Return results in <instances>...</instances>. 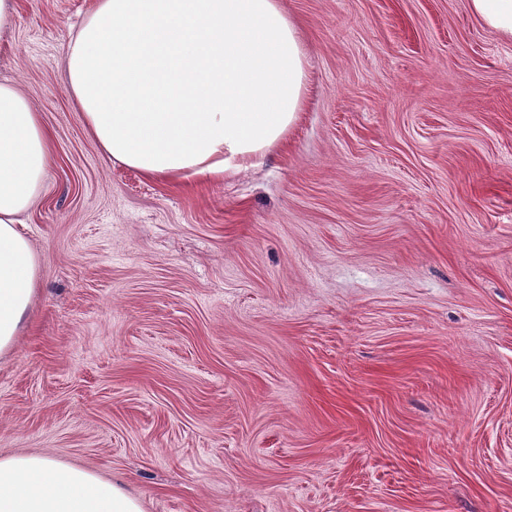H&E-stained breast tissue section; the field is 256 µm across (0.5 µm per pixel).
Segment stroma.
I'll list each match as a JSON object with an SVG mask.
<instances>
[{
	"instance_id": "stroma-1",
	"label": "stroma",
	"mask_w": 512,
	"mask_h": 512,
	"mask_svg": "<svg viewBox=\"0 0 512 512\" xmlns=\"http://www.w3.org/2000/svg\"><path fill=\"white\" fill-rule=\"evenodd\" d=\"M95 0H17L51 133L0 455L143 512H512V38L468 0H281L310 93L229 174L104 157L66 90Z\"/></svg>"
}]
</instances>
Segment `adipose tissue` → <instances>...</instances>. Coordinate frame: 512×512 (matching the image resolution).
Returning a JSON list of instances; mask_svg holds the SVG:
<instances>
[{
    "mask_svg": "<svg viewBox=\"0 0 512 512\" xmlns=\"http://www.w3.org/2000/svg\"><path fill=\"white\" fill-rule=\"evenodd\" d=\"M66 88L106 158L142 174L239 171L303 109L305 48L280 0H96L65 51ZM52 164L39 112L0 82V355L35 297L40 259L18 228ZM0 512H142L95 472L0 455Z\"/></svg>",
    "mask_w": 512,
    "mask_h": 512,
    "instance_id": "obj_1",
    "label": "adipose tissue"
}]
</instances>
